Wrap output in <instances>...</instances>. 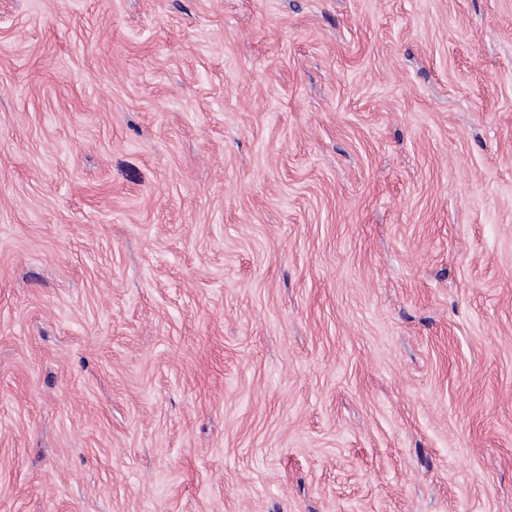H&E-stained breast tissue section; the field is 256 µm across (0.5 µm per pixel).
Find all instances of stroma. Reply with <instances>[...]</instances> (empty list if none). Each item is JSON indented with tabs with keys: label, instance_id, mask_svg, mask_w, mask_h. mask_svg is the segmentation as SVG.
Listing matches in <instances>:
<instances>
[{
	"label": "stroma",
	"instance_id": "1",
	"mask_svg": "<svg viewBox=\"0 0 512 512\" xmlns=\"http://www.w3.org/2000/svg\"><path fill=\"white\" fill-rule=\"evenodd\" d=\"M0 512H512V0H0Z\"/></svg>",
	"mask_w": 512,
	"mask_h": 512
}]
</instances>
